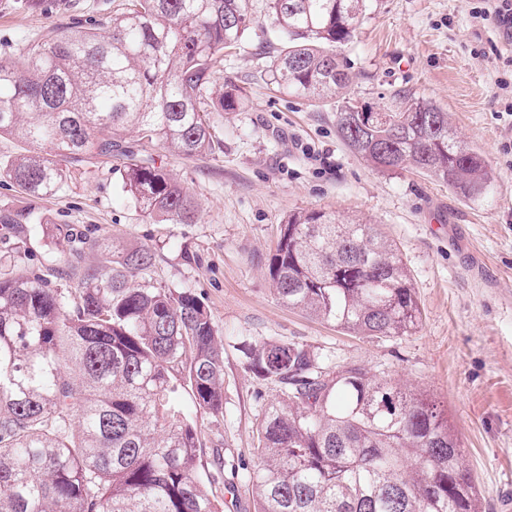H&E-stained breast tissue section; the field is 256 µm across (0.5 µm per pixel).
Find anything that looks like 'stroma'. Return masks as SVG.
<instances>
[{
    "label": "stroma",
    "instance_id": "35a3bbf8",
    "mask_svg": "<svg viewBox=\"0 0 512 512\" xmlns=\"http://www.w3.org/2000/svg\"><path fill=\"white\" fill-rule=\"evenodd\" d=\"M127 0H0V61H21L49 32L104 23ZM254 22L215 74L216 101L230 84L244 104L212 115L214 153L171 156L156 143L125 137L143 160L163 168L199 205L192 224L144 213L124 188L120 163L90 155L69 164L51 196L28 201L0 179V215L33 205L29 257L54 254L68 278L107 271L97 252L69 255L66 239L44 238L59 224L94 240L149 245L156 286L192 289L224 341V414L199 416L204 439L195 475L221 512H255L249 479L258 424L273 385L243 366V346L294 340L328 365L350 363L422 389L447 405L482 512H512V37L485 11L486 0H370V10L339 48L352 76L349 94L382 109L402 89L448 114L458 137L482 153L491 181L464 198L414 170L375 169L336 133V105L271 92L268 70L280 32L268 0H250ZM318 209L342 221L376 225L412 278L421 325L394 338H366L279 303L268 259L290 213Z\"/></svg>",
    "mask_w": 512,
    "mask_h": 512
}]
</instances>
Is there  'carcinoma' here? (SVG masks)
<instances>
[{
  "label": "carcinoma",
  "instance_id": "carcinoma-1",
  "mask_svg": "<svg viewBox=\"0 0 512 512\" xmlns=\"http://www.w3.org/2000/svg\"><path fill=\"white\" fill-rule=\"evenodd\" d=\"M250 0H128L109 20L0 61V136L34 151L0 167L28 198L51 195L68 172L56 157L117 152L124 188L172 224L195 222L185 188L122 147L133 128L173 155L211 153L212 112L245 99L231 87L205 99L251 21ZM283 46L268 84L311 101L334 99L336 132L374 167L413 169L466 197L490 181L482 154L448 114L406 91L379 112H357L336 48L349 42L368 0H269ZM48 146L54 157L38 152ZM33 210L0 215L22 225ZM78 254L112 265L54 288L47 276L0 269V512H218L194 476L201 434L173 403L186 386L195 410L224 415V344L189 289L158 288L155 255L62 227ZM268 274L278 300L358 336L394 338L419 326L412 280L373 224L297 211L280 227ZM244 367L277 387L249 474L257 512H481L448 413L430 397L349 364L330 370L308 345L259 341Z\"/></svg>",
  "mask_w": 512,
  "mask_h": 512
}]
</instances>
